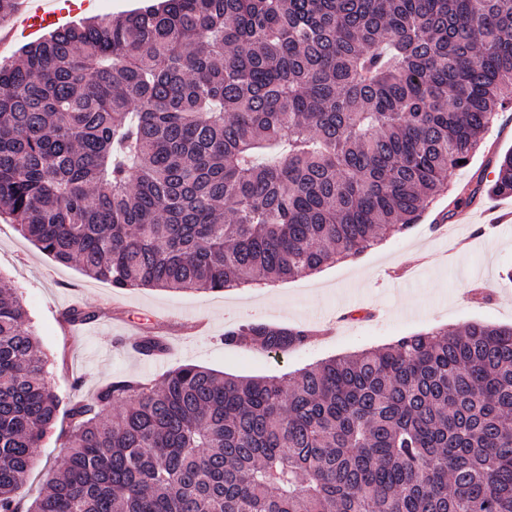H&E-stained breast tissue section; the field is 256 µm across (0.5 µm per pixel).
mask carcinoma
I'll return each instance as SVG.
<instances>
[{
    "label": "carcinoma",
    "mask_w": 512,
    "mask_h": 512,
    "mask_svg": "<svg viewBox=\"0 0 512 512\" xmlns=\"http://www.w3.org/2000/svg\"><path fill=\"white\" fill-rule=\"evenodd\" d=\"M512 96V0H162L0 64V218L117 289L312 274L421 221ZM512 195V153L456 207ZM306 325L224 347L286 353ZM0 286V512H512V326L472 322L292 377L184 365L68 410Z\"/></svg>",
    "instance_id": "obj_1"
}]
</instances>
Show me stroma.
Masks as SVG:
<instances>
[{"label":"stroma","instance_id":"stroma-1","mask_svg":"<svg viewBox=\"0 0 512 512\" xmlns=\"http://www.w3.org/2000/svg\"><path fill=\"white\" fill-rule=\"evenodd\" d=\"M483 147L467 166L449 171L457 188L512 150V108L500 112L483 136ZM448 204L440 199L409 233L396 235L350 261L262 288L223 292H176L151 288L118 290L85 278L75 265H62L0 220V279L8 281L28 309L46 351L48 376L67 407L120 375L161 378L187 364L220 373L260 377L295 372L316 361L393 342L435 327L456 332L470 322L512 325V196H483L454 210L447 231L429 234L428 224ZM508 215L493 236L482 233L488 212ZM398 273L387 281V270ZM96 317L75 336L65 333L64 313L73 305ZM380 309L379 319L343 321L334 335L279 356L225 349V329L246 318L279 324H326L336 313ZM171 338L166 355L144 359L130 345L145 333ZM71 427L59 414L36 450L28 477L35 498L61 466Z\"/></svg>","mask_w":512,"mask_h":512}]
</instances>
